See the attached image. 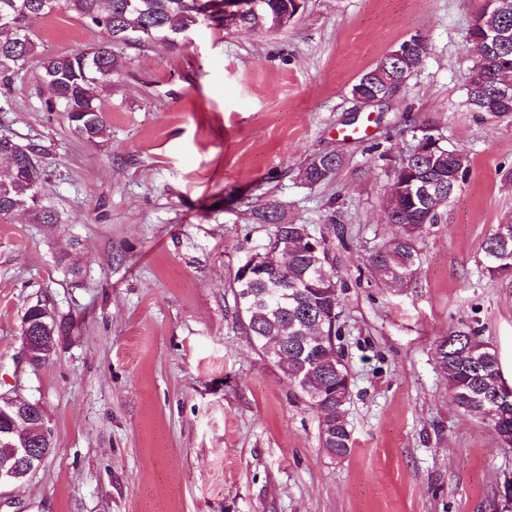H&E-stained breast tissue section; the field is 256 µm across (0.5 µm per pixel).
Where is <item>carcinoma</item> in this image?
<instances>
[{"instance_id":"carcinoma-1","label":"carcinoma","mask_w":512,"mask_h":512,"mask_svg":"<svg viewBox=\"0 0 512 512\" xmlns=\"http://www.w3.org/2000/svg\"><path fill=\"white\" fill-rule=\"evenodd\" d=\"M224 0H0V18L11 28L0 31V80L8 82L23 69L35 52L31 37L33 19L62 8L77 15L86 25L100 29L104 39L88 50L40 61L39 81L50 95L43 105L48 112H63L75 136L94 143L104 131L105 118L100 93L112 87V75L123 67L121 49H142L155 41L171 46L181 43L185 30H195L205 20L224 24ZM238 25L250 30H270L296 12L295 0H244ZM512 30V10L494 14L480 11L469 28L476 36L479 22ZM398 59L387 53L360 75L352 90L366 93L368 77L388 66L387 78L394 80L427 56L425 44L415 38L401 43ZM512 84V44L492 48L473 65L467 84V102L475 112H485L484 102L499 84ZM458 153L445 146L430 155H406L393 174V186L400 189L390 211L398 233L378 245L367 263L378 278L402 285L410 283L420 266L418 242L422 225L438 223L442 207L433 198L411 192V184H426L432 193L449 198L463 181L468 166L457 165L456 176L448 179V157ZM0 219L15 211H28L34 222L55 224L56 213L41 203L42 176L34 148L21 145L6 130H0ZM343 165L336 153L317 155L301 171L310 185L331 181ZM247 206L255 224H269L273 231L263 256L268 261L260 281L235 275V303L246 336L263 356L274 363L288 384L306 399L319 419L321 447L332 457L345 458L354 441L345 419L351 399L346 366L336 350V325L319 318L340 304L339 275L320 246L294 235L282 202L270 197ZM483 266L491 276L512 267V224H501L482 244ZM72 322L56 316L51 351L63 337L71 335ZM437 365L448 379V391L457 407L465 412L487 413L498 406L500 414L490 418L500 437L512 438V400L498 396L503 380L498 353L492 345L464 331L448 334L437 349Z\"/></svg>"}]
</instances>
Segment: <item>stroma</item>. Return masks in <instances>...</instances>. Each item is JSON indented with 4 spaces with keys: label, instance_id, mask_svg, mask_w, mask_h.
Masks as SVG:
<instances>
[{
    "label": "stroma",
    "instance_id": "1",
    "mask_svg": "<svg viewBox=\"0 0 512 512\" xmlns=\"http://www.w3.org/2000/svg\"><path fill=\"white\" fill-rule=\"evenodd\" d=\"M482 6L306 0L277 30L206 22L181 49L125 50L94 144L44 111L37 60L102 35L64 10L34 23L38 57L0 84V129L37 148L59 222L0 220V394L38 401L52 449L0 512H512V448L456 407L436 365L443 337L472 330L512 384V275L481 264L483 241L512 224V115L466 103ZM413 37L428 56L406 88L357 109L360 74ZM426 122L469 170L397 287L366 259L392 234L386 191ZM327 152L344 159L334 179L304 183ZM270 196L325 240L346 283L343 459L235 317L233 278L271 234L247 205ZM40 301L74 328L35 369L21 325Z\"/></svg>",
    "mask_w": 512,
    "mask_h": 512
}]
</instances>
